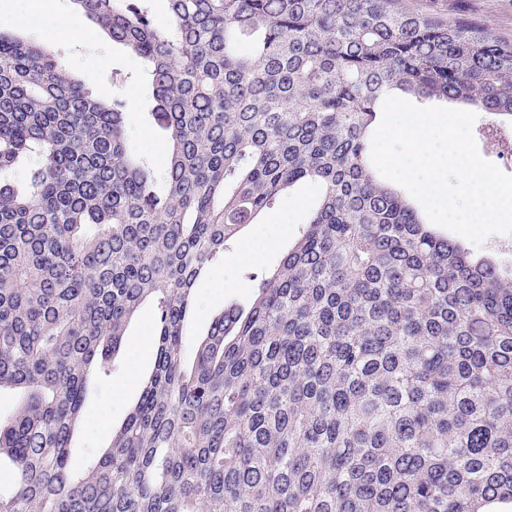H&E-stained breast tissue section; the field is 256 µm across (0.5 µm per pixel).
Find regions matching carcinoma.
<instances>
[{
	"instance_id": "1",
	"label": "carcinoma",
	"mask_w": 512,
	"mask_h": 512,
	"mask_svg": "<svg viewBox=\"0 0 512 512\" xmlns=\"http://www.w3.org/2000/svg\"><path fill=\"white\" fill-rule=\"evenodd\" d=\"M144 63L167 132L0 32V512H485L512 503V263L374 168L400 91L512 117V42L401 0H73ZM301 180L320 201L248 309L185 360L195 285ZM154 368L112 444L69 448L140 305ZM410 198L412 202L414 203L415 207L418 209L420 215L424 219V221L428 224H433L429 221L426 214L424 213L421 205L410 195ZM433 227L440 233L448 235V237L459 241L468 247L474 249L477 252H480L481 254L487 253V251L493 252L494 250L497 251V249H503L508 251V256L511 259L512 258V234H495L490 237H488L484 243L477 247L473 245L471 242L466 240L465 238L461 237L460 235L453 233L443 227H440L438 225L433 224Z\"/></svg>"
}]
</instances>
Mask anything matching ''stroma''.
<instances>
[{
  "mask_svg": "<svg viewBox=\"0 0 512 512\" xmlns=\"http://www.w3.org/2000/svg\"><path fill=\"white\" fill-rule=\"evenodd\" d=\"M34 0H0V31L33 39L59 51L73 70L90 83L94 96L109 102L119 99L136 104L128 112V134L133 150L158 169L169 164L164 132L149 119L150 91L138 76L140 62L104 35L75 40L58 34L51 25L26 22ZM405 7L429 16L452 18L477 24L492 34L512 40V0H403ZM319 194L316 184L301 182L282 193L275 208L240 232L234 247L224 254L210 274L198 281L195 303L185 325L186 343L194 345L208 331L213 318L230 304L247 305L254 295L250 274L273 272L295 243L309 208ZM279 225L275 239L256 261L242 260L251 243L269 225ZM156 319L153 304L141 306L125 333L121 351L112 360L110 376L91 379L87 386L80 432L71 444L76 463L95 460L111 441L112 430L120 426L136 403L143 378L153 367L151 328Z\"/></svg>",
  "mask_w": 512,
  "mask_h": 512,
  "instance_id": "stroma-1",
  "label": "stroma"
}]
</instances>
